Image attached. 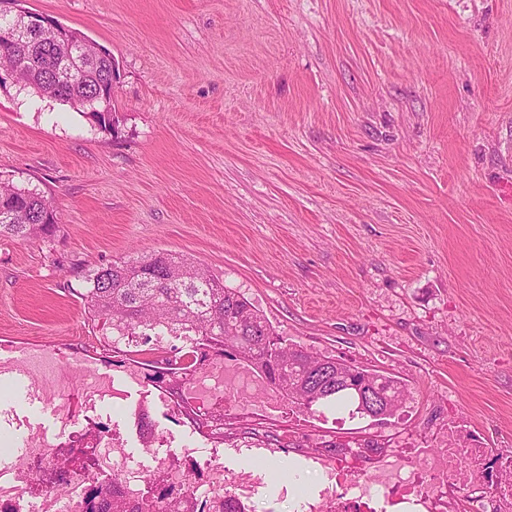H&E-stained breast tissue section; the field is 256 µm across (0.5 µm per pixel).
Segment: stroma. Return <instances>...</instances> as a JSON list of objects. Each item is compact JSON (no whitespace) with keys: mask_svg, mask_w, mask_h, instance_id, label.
Instances as JSON below:
<instances>
[{"mask_svg":"<svg viewBox=\"0 0 512 512\" xmlns=\"http://www.w3.org/2000/svg\"><path fill=\"white\" fill-rule=\"evenodd\" d=\"M108 50L113 125L0 84V177L40 190L57 232L0 237V350L92 357L122 397L94 425L152 451L219 455L252 512H310L337 458L384 444L512 451V0H25ZM171 251L222 276L283 339L390 373L410 397L385 424L303 411L248 367L224 390V442L125 379L77 295L78 271ZM59 423L0 374V469Z\"/></svg>","mask_w":512,"mask_h":512,"instance_id":"obj_1","label":"stroma"}]
</instances>
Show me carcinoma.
Returning a JSON list of instances; mask_svg holds the SVG:
<instances>
[{
	"label": "carcinoma",
	"instance_id": "carcinoma-1",
	"mask_svg": "<svg viewBox=\"0 0 512 512\" xmlns=\"http://www.w3.org/2000/svg\"><path fill=\"white\" fill-rule=\"evenodd\" d=\"M63 52L44 43L34 46L27 61V82L42 94L71 105L77 97L93 98L110 108L109 72L114 58L85 60L79 65L62 59ZM56 214L35 188L0 181V236L26 240L54 236ZM78 292L84 312L101 326L102 335L118 342L127 336H187V355L173 360L152 359L147 379L164 389L183 377L204 370L214 356L241 360L260 373L268 385L292 403L310 409L336 405L352 417L382 420L393 415L407 396V385L389 373L353 365L351 381H336V360L324 361L300 346H285L267 318L240 292L208 269L176 253L157 251L89 269ZM374 388L387 396L374 409L360 402V392ZM125 480L113 475L109 485H97L87 496L88 512H199L194 497L179 496L161 504L153 496L125 491ZM208 512H248L228 497L210 501Z\"/></svg>",
	"mask_w": 512,
	"mask_h": 512
}]
</instances>
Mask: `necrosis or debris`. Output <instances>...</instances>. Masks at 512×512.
Returning <instances> with one entry per match:
<instances>
[{"label":"necrosis or debris","mask_w":512,"mask_h":512,"mask_svg":"<svg viewBox=\"0 0 512 512\" xmlns=\"http://www.w3.org/2000/svg\"><path fill=\"white\" fill-rule=\"evenodd\" d=\"M54 363V357L44 351L32 353L27 360L34 390L58 417L61 434L50 439L40 431H29L25 452L16 457L8 474L0 473V512H86L88 490L109 466L107 450L124 445L121 433L96 434L85 417L86 412L95 410L98 403L118 398L119 389L102 380L88 394L75 397L62 393L59 380L47 373ZM226 379L224 364L217 361L210 367L208 377L186 380L181 394L186 401L205 408L213 400L222 398ZM140 436L159 449L152 459L151 475L144 478L153 495L161 493L160 487L154 484V476L164 472L168 473L169 483L175 491L195 493L190 471L172 469V456L163 450V436L145 430ZM487 455V449L482 447L451 446L440 449L435 456L419 458L413 479L406 480L382 470L375 483L386 492L402 488L404 495L417 498L426 512H436L435 503L442 485L458 489L472 487ZM34 471L42 475L37 486L28 482Z\"/></svg>","instance_id":"necrosis-or-debris-1"}]
</instances>
